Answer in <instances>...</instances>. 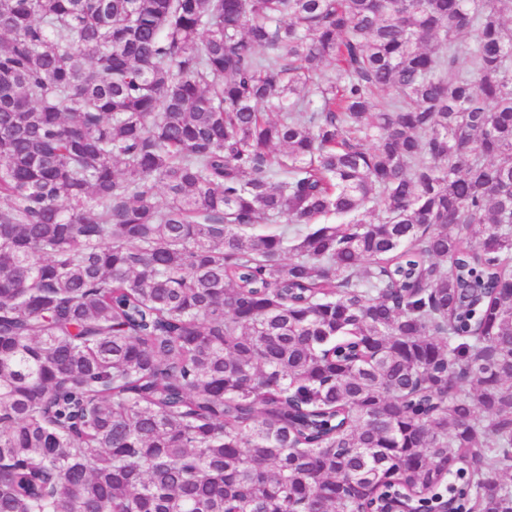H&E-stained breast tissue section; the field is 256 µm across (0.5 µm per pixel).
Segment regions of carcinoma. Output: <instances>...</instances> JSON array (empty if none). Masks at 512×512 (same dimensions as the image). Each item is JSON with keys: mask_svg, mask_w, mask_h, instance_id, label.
Wrapping results in <instances>:
<instances>
[{"mask_svg": "<svg viewBox=\"0 0 512 512\" xmlns=\"http://www.w3.org/2000/svg\"><path fill=\"white\" fill-rule=\"evenodd\" d=\"M507 15L0 0V512H512Z\"/></svg>", "mask_w": 512, "mask_h": 512, "instance_id": "cac0c4a2", "label": "carcinoma"}]
</instances>
